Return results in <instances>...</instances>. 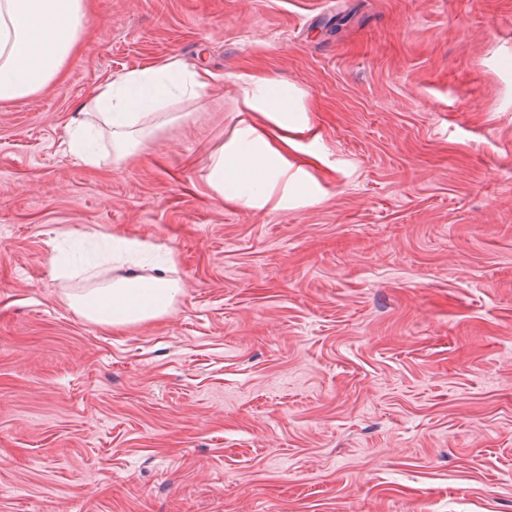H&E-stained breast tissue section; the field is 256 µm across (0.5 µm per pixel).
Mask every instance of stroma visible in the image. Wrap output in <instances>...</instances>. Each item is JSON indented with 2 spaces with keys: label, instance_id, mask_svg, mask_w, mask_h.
Returning a JSON list of instances; mask_svg holds the SVG:
<instances>
[{
  "label": "stroma",
  "instance_id": "1",
  "mask_svg": "<svg viewBox=\"0 0 512 512\" xmlns=\"http://www.w3.org/2000/svg\"><path fill=\"white\" fill-rule=\"evenodd\" d=\"M62 79L0 104V512H512V0H90ZM176 59L217 80L115 161L75 109ZM293 84L314 202L206 183L243 81ZM171 254L173 311L73 294Z\"/></svg>",
  "mask_w": 512,
  "mask_h": 512
}]
</instances>
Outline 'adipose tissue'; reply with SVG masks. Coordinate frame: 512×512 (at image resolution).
Returning a JSON list of instances; mask_svg holds the SVG:
<instances>
[{"label":"adipose tissue","mask_w":512,"mask_h":512,"mask_svg":"<svg viewBox=\"0 0 512 512\" xmlns=\"http://www.w3.org/2000/svg\"><path fill=\"white\" fill-rule=\"evenodd\" d=\"M88 0H0V104L35 95L60 81L68 59L79 49L88 26ZM206 69L174 60L119 75L99 86L81 107L69 148L84 164L98 163L95 130L112 135L116 159L130 157L146 117L173 100L199 96L213 81ZM245 115L233 138L208 158L206 181L224 199L247 207L265 206L275 186L295 199L310 200L304 181L306 158L299 142L314 137L301 94L277 80L262 79L243 89ZM266 119L258 128L253 115ZM168 266L154 275L137 271L71 296L70 305L97 325L125 328L168 314L179 292Z\"/></svg>","instance_id":"ef3b65f1"}]
</instances>
